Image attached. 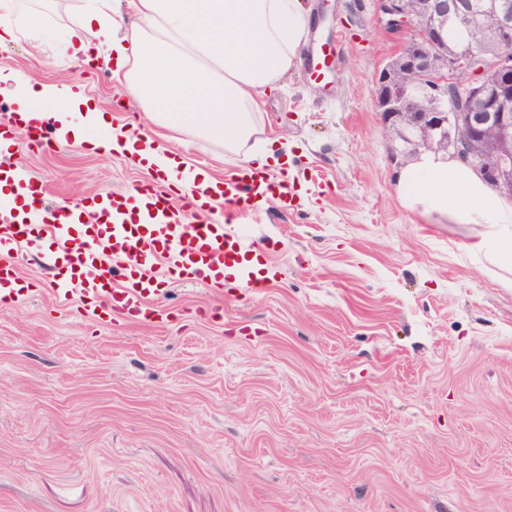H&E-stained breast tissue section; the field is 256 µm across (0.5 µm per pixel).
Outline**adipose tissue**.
Returning <instances> with one entry per match:
<instances>
[{"label": "adipose tissue", "mask_w": 512, "mask_h": 512, "mask_svg": "<svg viewBox=\"0 0 512 512\" xmlns=\"http://www.w3.org/2000/svg\"><path fill=\"white\" fill-rule=\"evenodd\" d=\"M70 18L62 50L72 59L95 52L114 65L155 126L220 141L230 155L262 165L276 159L272 143L258 138V96L296 67L311 24L302 0H89ZM23 0H0L12 23L0 24V44L38 39V13ZM0 94L11 97L32 123L53 124L58 140L173 172L180 186L210 182L205 170L175 160L147 136L109 131L82 84L36 82L0 69ZM398 186L406 207L453 224L488 228L479 247L486 260L512 270V200L492 190L471 168L444 152H420L403 168Z\"/></svg>", "instance_id": "obj_1"}]
</instances>
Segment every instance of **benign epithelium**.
<instances>
[{"label":"benign epithelium","instance_id":"7a95c632","mask_svg":"<svg viewBox=\"0 0 512 512\" xmlns=\"http://www.w3.org/2000/svg\"><path fill=\"white\" fill-rule=\"evenodd\" d=\"M378 21L390 30L407 31L408 44L377 72L371 89L375 111L389 140L413 150H451L487 182L506 187L512 179V10L492 0L482 13L472 0H426L411 11L405 0H376ZM481 27L485 43L459 42L454 52H439L440 32L447 24ZM413 75L431 105L409 108ZM464 134L457 135L456 131ZM493 133L497 151L479 155L472 144Z\"/></svg>","mask_w":512,"mask_h":512}]
</instances>
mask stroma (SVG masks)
Here are the masks:
<instances>
[{
	"label": "stroma",
	"mask_w": 512,
	"mask_h": 512,
	"mask_svg": "<svg viewBox=\"0 0 512 512\" xmlns=\"http://www.w3.org/2000/svg\"><path fill=\"white\" fill-rule=\"evenodd\" d=\"M299 63L260 98L295 196L242 230L274 276L259 288L162 278L155 321L91 320L58 274L0 304V512H512V272L475 250L480 224L405 207L375 111L376 72L404 35L375 0H305ZM85 0H35L45 35L0 68L77 80L113 129L149 130L105 62L59 54ZM46 211L151 182L119 155L16 139ZM168 147L221 178L215 140Z\"/></svg>",
	"instance_id": "obj_1"
}]
</instances>
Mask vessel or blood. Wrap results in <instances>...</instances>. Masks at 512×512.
<instances>
[{"label":"vessel or blood","mask_w":512,"mask_h":512,"mask_svg":"<svg viewBox=\"0 0 512 512\" xmlns=\"http://www.w3.org/2000/svg\"><path fill=\"white\" fill-rule=\"evenodd\" d=\"M23 120V113L16 112L11 123L0 122V184L20 190L24 200L20 206L0 200V253L32 247L26 232L33 228L52 238L57 255L72 259L69 276L56 284L61 302L78 298L91 316L114 309L134 319H154L150 299L158 292L159 273L153 267L160 259L168 274L183 272L215 287L223 284L225 270L233 269L241 287H255L246 271L250 251L246 238L228 234L224 222L211 214L221 201L233 206L236 221L260 213L273 201L288 207L292 193L287 181L256 169H237L215 186L196 189L186 205L196 217L192 224L181 222L182 208L171 195L148 186L84 196L55 210L52 222L36 224L31 210L41 203L46 188L29 179L4 147ZM90 212L103 220V230H85L83 218ZM124 257L135 258L138 271L113 275L110 260Z\"/></svg>","instance_id":"vessel-or-blood-1"}]
</instances>
